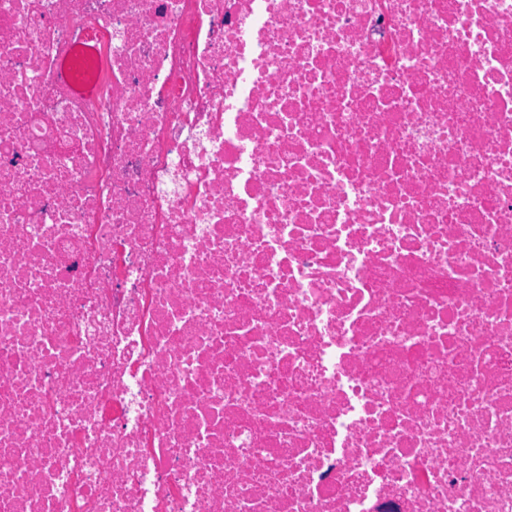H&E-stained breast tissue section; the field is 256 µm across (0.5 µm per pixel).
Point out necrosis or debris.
<instances>
[{"label": "necrosis or debris", "mask_w": 512, "mask_h": 512, "mask_svg": "<svg viewBox=\"0 0 512 512\" xmlns=\"http://www.w3.org/2000/svg\"><path fill=\"white\" fill-rule=\"evenodd\" d=\"M0 512H512V0H0Z\"/></svg>", "instance_id": "1"}]
</instances>
